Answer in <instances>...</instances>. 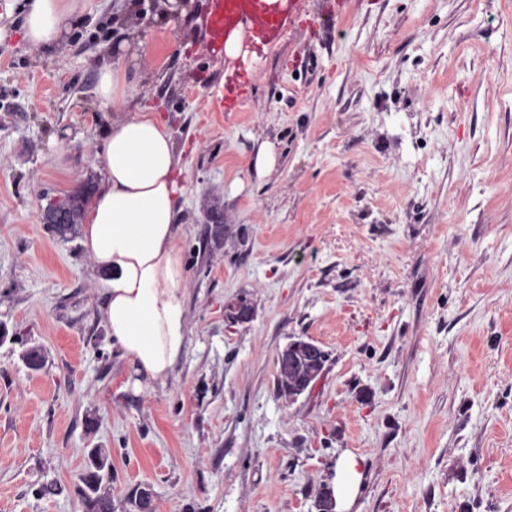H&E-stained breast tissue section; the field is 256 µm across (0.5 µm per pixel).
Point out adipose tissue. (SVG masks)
<instances>
[{"label": "adipose tissue", "mask_w": 512, "mask_h": 512, "mask_svg": "<svg viewBox=\"0 0 512 512\" xmlns=\"http://www.w3.org/2000/svg\"><path fill=\"white\" fill-rule=\"evenodd\" d=\"M0 0V42L23 13L25 39L52 50L79 20L73 0ZM100 182L91 198L80 245L101 272L102 317L114 344L136 373L168 376L187 336L185 275L176 222L185 192L182 152L153 107L113 119L98 156ZM363 480L360 457L336 462L337 512H348Z\"/></svg>", "instance_id": "1"}]
</instances>
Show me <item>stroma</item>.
Wrapping results in <instances>:
<instances>
[{"instance_id":"35a3bbf8","label":"stroma","mask_w":512,"mask_h":512,"mask_svg":"<svg viewBox=\"0 0 512 512\" xmlns=\"http://www.w3.org/2000/svg\"><path fill=\"white\" fill-rule=\"evenodd\" d=\"M133 2L78 0L51 54L19 25L0 42V512H89L95 447L112 512L144 485L155 512H311L346 451L351 512H512V0H303L310 26L247 58L238 112L208 0L165 27L169 0ZM106 61L126 75L109 108ZM147 104L184 150L187 346L138 390L91 260L42 210ZM298 337L329 360L291 401L276 361ZM250 92V72L241 60L230 61L224 71V89L220 97L222 112H238ZM121 75L113 70L112 64L103 63L99 68L97 93L101 103L109 106L113 103L114 91L119 87ZM106 448H91L87 455V468L82 477L81 496L91 512H112V499L102 492L104 480L112 481V467Z\"/></svg>"}]
</instances>
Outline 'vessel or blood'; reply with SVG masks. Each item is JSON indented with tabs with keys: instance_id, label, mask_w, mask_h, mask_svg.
Returning <instances> with one entry per match:
<instances>
[{
	"instance_id": "b4317fda",
	"label": "vessel or blood",
	"mask_w": 512,
	"mask_h": 512,
	"mask_svg": "<svg viewBox=\"0 0 512 512\" xmlns=\"http://www.w3.org/2000/svg\"><path fill=\"white\" fill-rule=\"evenodd\" d=\"M300 21L299 0H210L206 35L214 52L234 41L247 54L258 55ZM249 92V71L242 62L230 61L224 71L222 111H239Z\"/></svg>"
}]
</instances>
